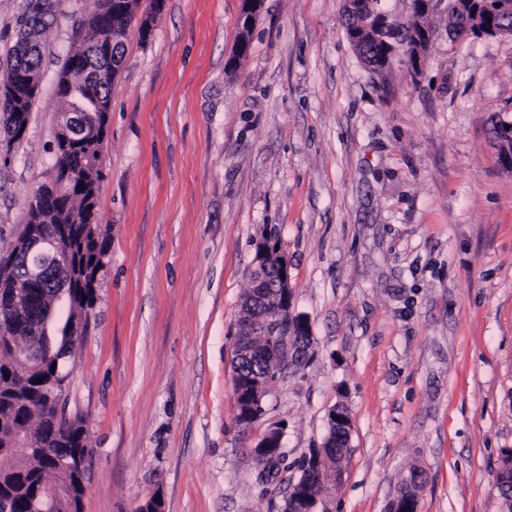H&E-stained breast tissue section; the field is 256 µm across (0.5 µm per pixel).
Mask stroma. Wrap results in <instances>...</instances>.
Returning a JSON list of instances; mask_svg holds the SVG:
<instances>
[{"instance_id": "35a3bbf8", "label": "stroma", "mask_w": 512, "mask_h": 512, "mask_svg": "<svg viewBox=\"0 0 512 512\" xmlns=\"http://www.w3.org/2000/svg\"><path fill=\"white\" fill-rule=\"evenodd\" d=\"M240 0H164L130 25L111 88L97 196L107 236L67 381L92 450L82 512H283L286 488L344 405L351 451L327 512H387L411 472L418 512H501L512 448V36H448L386 79L348 42L344 0H266L236 72ZM47 33L26 133L0 163V247L53 174L62 60ZM275 229L305 364L236 420L232 363L255 243ZM282 429L287 471L253 448Z\"/></svg>"}]
</instances>
